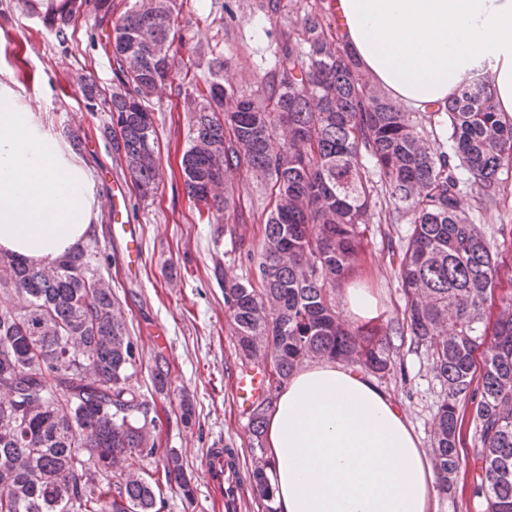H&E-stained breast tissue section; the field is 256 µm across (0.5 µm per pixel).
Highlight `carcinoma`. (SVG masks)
Wrapping results in <instances>:
<instances>
[{
	"label": "carcinoma",
	"mask_w": 512,
	"mask_h": 512,
	"mask_svg": "<svg viewBox=\"0 0 512 512\" xmlns=\"http://www.w3.org/2000/svg\"><path fill=\"white\" fill-rule=\"evenodd\" d=\"M61 0L43 16L60 41L75 12ZM177 0H133L112 27L116 81L127 87L108 106L112 148L146 199L159 185L158 132L150 96L170 79ZM151 43L129 50L133 34ZM303 41L281 47L256 94L220 81L224 60L209 62L204 88L186 95L190 127L181 169L188 197L224 213L216 232L237 233L256 216L224 185L232 174L263 186L268 198L255 275L224 283V306L246 359L264 370L266 388L251 404L256 448L250 482L263 512H275L262 448L266 416L291 375L315 358L340 360L371 373L391 371V346L377 323L353 328L336 312V287L350 280L372 223L375 186L412 229L398 277L405 320L416 346L445 387L433 432L442 486L461 466L487 512H512V289L494 294L499 262L485 234L460 207L458 172H470L480 201L496 196L497 173L512 163V122L491 105L489 85L464 83L429 126L358 78L324 17H304ZM86 103L93 81L77 83ZM448 116L436 133L434 117ZM97 244L74 248L51 265L0 254V301L21 294V308L0 305V512H162L163 483L194 497L182 458L170 451L155 471L160 419L133 370L137 344L99 273ZM499 300L498 311L487 302ZM93 377L76 374L79 361ZM155 391L169 393V369L155 363ZM471 405L474 444L461 458V406Z\"/></svg>",
	"instance_id": "carcinoma-1"
}]
</instances>
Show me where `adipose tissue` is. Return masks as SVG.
<instances>
[{
  "label": "adipose tissue",
  "instance_id": "obj_1",
  "mask_svg": "<svg viewBox=\"0 0 512 512\" xmlns=\"http://www.w3.org/2000/svg\"><path fill=\"white\" fill-rule=\"evenodd\" d=\"M360 67L413 109L486 78L512 121V0H338ZM99 204L82 159L0 81V251L38 264L85 242ZM277 512H439V477L390 394L324 360L292 376L266 424Z\"/></svg>",
  "mask_w": 512,
  "mask_h": 512
}]
</instances>
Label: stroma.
<instances>
[{"instance_id": "obj_1", "label": "stroma", "mask_w": 512, "mask_h": 512, "mask_svg": "<svg viewBox=\"0 0 512 512\" xmlns=\"http://www.w3.org/2000/svg\"><path fill=\"white\" fill-rule=\"evenodd\" d=\"M334 0H281L280 12L267 9V0H178L179 14L170 48L172 79L152 97L150 106L158 130L161 182L157 193L140 199L126 188L129 216L137 226L140 257L136 269L123 260L125 243L115 236L109 205L112 184L125 174L112 143L102 134L109 121L105 112L84 107L74 82L92 77L101 91L115 87L112 60L106 48L115 18L129 0H112V15L96 18L93 9L76 14L66 41H59L27 0H0V73L9 75L31 106L47 105L46 122L58 134L73 131L81 144L76 154L88 172L100 201L99 224L93 235L106 260L102 277L124 314L128 330L139 347L142 365L133 384L157 406L166 407L159 432L161 449H175L192 479L193 500L170 490L165 512H226L225 498L207 473L209 453L230 449L234 455L233 494L237 512H258L251 496L248 471L251 443L248 417L234 395L236 378L249 363L236 345L232 321L224 306L222 281H242L253 268L236 241L200 223L183 185L180 161L188 140V114L183 95L203 84L208 63L224 61L226 80L244 93L257 90L274 65L283 35L298 39L307 12L323 14L335 23ZM461 205L473 223L481 225L498 255L502 278L512 277V243L504 242L500 226L512 224V165L498 173L497 203L483 207L478 187L469 172H462ZM391 203L379 204L364 233L358 278L374 288L389 324L393 367L374 375L379 387L391 394L407 416L424 449L432 447V425L445 395L427 359L416 348L403 319L405 297L397 274L411 226L406 220L390 222ZM164 343H157L156 333ZM163 356L170 371L174 398H189L191 420L178 407L166 406L157 396L151 371L156 356Z\"/></svg>"}]
</instances>
